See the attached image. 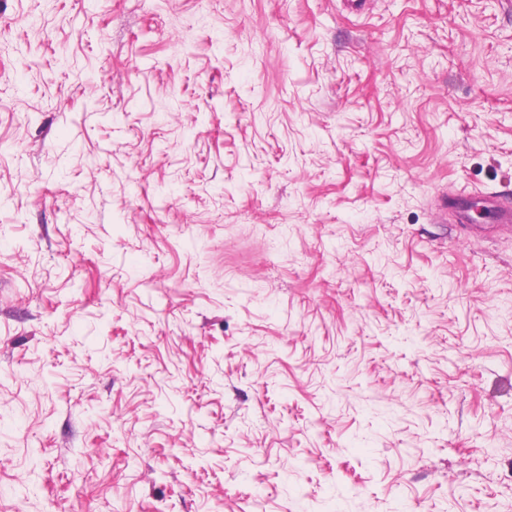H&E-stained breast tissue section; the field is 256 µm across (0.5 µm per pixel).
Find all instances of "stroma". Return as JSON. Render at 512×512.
I'll return each instance as SVG.
<instances>
[{
	"instance_id": "35a3bbf8",
	"label": "stroma",
	"mask_w": 512,
	"mask_h": 512,
	"mask_svg": "<svg viewBox=\"0 0 512 512\" xmlns=\"http://www.w3.org/2000/svg\"><path fill=\"white\" fill-rule=\"evenodd\" d=\"M512 0H0V512H512Z\"/></svg>"
}]
</instances>
